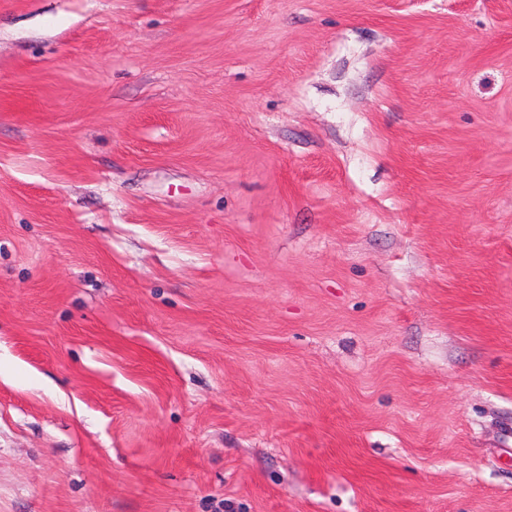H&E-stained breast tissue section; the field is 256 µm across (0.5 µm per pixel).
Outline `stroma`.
Instances as JSON below:
<instances>
[{
	"instance_id": "obj_1",
	"label": "stroma",
	"mask_w": 512,
	"mask_h": 512,
	"mask_svg": "<svg viewBox=\"0 0 512 512\" xmlns=\"http://www.w3.org/2000/svg\"><path fill=\"white\" fill-rule=\"evenodd\" d=\"M0 512H512V0H0Z\"/></svg>"
}]
</instances>
